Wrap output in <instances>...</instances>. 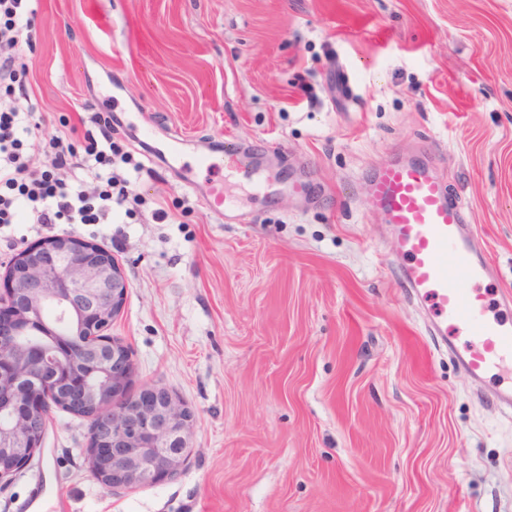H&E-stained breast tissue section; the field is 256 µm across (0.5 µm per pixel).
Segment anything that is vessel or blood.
Segmentation results:
<instances>
[{
    "instance_id": "1",
    "label": "vessel or blood",
    "mask_w": 512,
    "mask_h": 512,
    "mask_svg": "<svg viewBox=\"0 0 512 512\" xmlns=\"http://www.w3.org/2000/svg\"><path fill=\"white\" fill-rule=\"evenodd\" d=\"M239 178L228 170L223 183L209 186L207 202L216 215H224L228 187ZM371 188L404 261L398 279L429 309L432 334L475 381L512 371V324L497 316L479 288L493 269L477 249L463 208L429 167L410 160L380 166Z\"/></svg>"
}]
</instances>
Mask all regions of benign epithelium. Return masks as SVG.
I'll list each match as a JSON object with an SVG mask.
<instances>
[{"instance_id": "7a95c632", "label": "benign epithelium", "mask_w": 512, "mask_h": 512, "mask_svg": "<svg viewBox=\"0 0 512 512\" xmlns=\"http://www.w3.org/2000/svg\"><path fill=\"white\" fill-rule=\"evenodd\" d=\"M0 316V481L40 451L32 421L63 388L70 409L89 419V465L107 489H132L175 475L190 452L194 415L163 386L127 395L134 366L127 347L98 339L122 310L130 283L112 256L68 237H53L20 256ZM52 303L78 357L42 314Z\"/></svg>"}]
</instances>
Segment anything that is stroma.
Returning a JSON list of instances; mask_svg holds the SVG:
<instances>
[{
	"label": "stroma",
	"mask_w": 512,
	"mask_h": 512,
	"mask_svg": "<svg viewBox=\"0 0 512 512\" xmlns=\"http://www.w3.org/2000/svg\"><path fill=\"white\" fill-rule=\"evenodd\" d=\"M31 7L26 93L46 132L86 107L112 116L132 156L115 171L144 202L101 227L0 230V291L8 261L48 238L107 250L131 285L108 329L131 391L164 386L194 421L178 474L111 491L88 420L53 410L0 512H512V418L425 330L370 193L374 167L444 152L449 197L496 267L484 286L512 296V0ZM229 138L281 183L304 166L316 198L244 180L216 216L177 171L223 180Z\"/></svg>",
	"instance_id": "stroma-1"
}]
</instances>
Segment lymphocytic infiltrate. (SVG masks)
Here are the masks:
<instances>
[{
	"instance_id": "lymphocytic-infiltrate-1",
	"label": "lymphocytic infiltrate",
	"mask_w": 512,
	"mask_h": 512,
	"mask_svg": "<svg viewBox=\"0 0 512 512\" xmlns=\"http://www.w3.org/2000/svg\"><path fill=\"white\" fill-rule=\"evenodd\" d=\"M29 0H0V228L10 224H108L113 205H140L130 180L114 174L129 163L112 140V121L99 131L45 135L29 107L22 57L32 44ZM41 162H34V155Z\"/></svg>"
}]
</instances>
